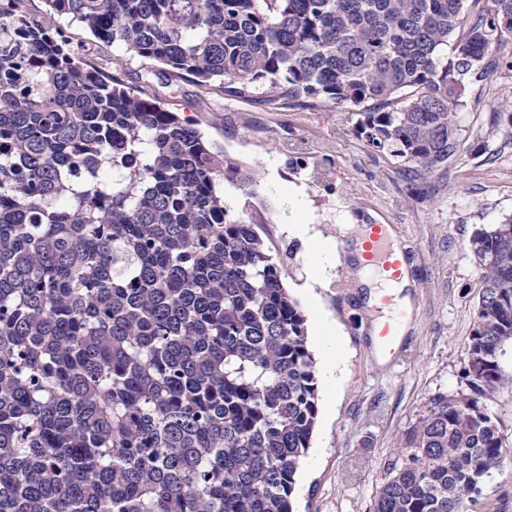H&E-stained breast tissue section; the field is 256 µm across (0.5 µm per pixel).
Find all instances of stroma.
<instances>
[{
  "label": "stroma",
  "instance_id": "1",
  "mask_svg": "<svg viewBox=\"0 0 512 512\" xmlns=\"http://www.w3.org/2000/svg\"><path fill=\"white\" fill-rule=\"evenodd\" d=\"M84 41L125 81L149 67L122 45ZM155 90L260 175L257 198L228 183L223 190L230 216L260 222L307 318L318 416L296 476L295 512H371L397 437L432 395L464 387L480 293L468 241L512 216V124L496 117L512 107V71L468 81L456 114L461 148L424 175L358 136L356 107L313 99L287 107L266 83L243 95L189 81ZM294 212L307 237L289 235ZM365 224L391 226L413 280L406 331L389 351L377 328L393 310L369 303L352 252Z\"/></svg>",
  "mask_w": 512,
  "mask_h": 512
}]
</instances>
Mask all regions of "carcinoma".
<instances>
[{
  "instance_id": "carcinoma-1",
  "label": "carcinoma",
  "mask_w": 512,
  "mask_h": 512,
  "mask_svg": "<svg viewBox=\"0 0 512 512\" xmlns=\"http://www.w3.org/2000/svg\"><path fill=\"white\" fill-rule=\"evenodd\" d=\"M0 0V512H293L318 414L307 318L221 183L259 175L138 84ZM165 85L269 82L362 108L369 145L431 172L512 38V0H45ZM452 56L440 64V51ZM466 389L404 430L373 512H489L509 455L512 217L477 228ZM484 405L503 435L505 449L512 455V387L495 391L484 400Z\"/></svg>"
}]
</instances>
